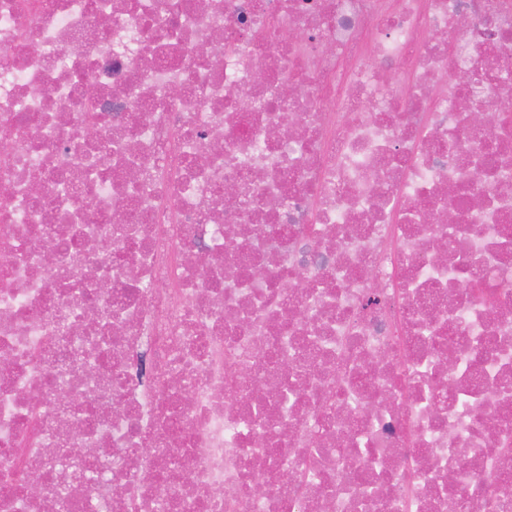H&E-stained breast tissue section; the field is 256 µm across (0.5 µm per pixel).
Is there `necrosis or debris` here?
Here are the masks:
<instances>
[{
	"label": "necrosis or debris",
	"instance_id": "necrosis-or-debris-1",
	"mask_svg": "<svg viewBox=\"0 0 512 512\" xmlns=\"http://www.w3.org/2000/svg\"><path fill=\"white\" fill-rule=\"evenodd\" d=\"M511 447L512 0H0V512H512Z\"/></svg>",
	"mask_w": 512,
	"mask_h": 512
}]
</instances>
